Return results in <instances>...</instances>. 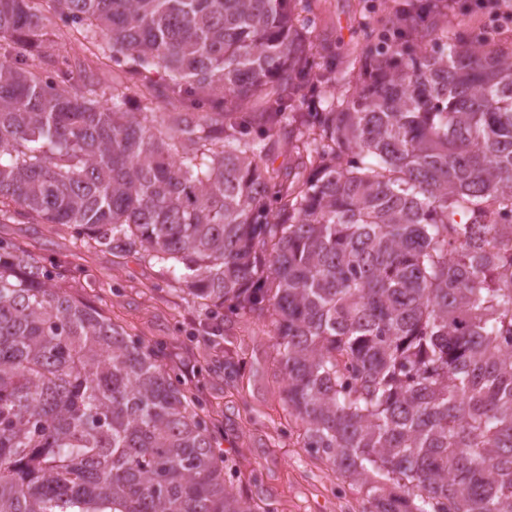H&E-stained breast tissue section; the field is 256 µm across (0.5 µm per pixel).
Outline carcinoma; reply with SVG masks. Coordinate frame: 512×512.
<instances>
[{
    "mask_svg": "<svg viewBox=\"0 0 512 512\" xmlns=\"http://www.w3.org/2000/svg\"><path fill=\"white\" fill-rule=\"evenodd\" d=\"M43 1L128 79L74 76ZM435 2L322 71L310 0H0V224L270 318L303 447L369 512H512V41ZM158 69L195 111L126 109ZM80 287L0 238V512H253L200 396Z\"/></svg>",
    "mask_w": 512,
    "mask_h": 512,
    "instance_id": "carcinoma-1",
    "label": "carcinoma"
}]
</instances>
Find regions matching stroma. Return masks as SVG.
I'll return each mask as SVG.
<instances>
[{
    "label": "stroma",
    "mask_w": 512,
    "mask_h": 512,
    "mask_svg": "<svg viewBox=\"0 0 512 512\" xmlns=\"http://www.w3.org/2000/svg\"><path fill=\"white\" fill-rule=\"evenodd\" d=\"M403 0H315L307 37L314 47L331 46L336 58H353L362 41L360 26L390 29V14ZM442 17L449 30H487L491 38L512 39V0L497 9L482 0H447ZM0 237L17 240L39 259L69 262L86 296L113 323L146 344L164 347L166 368L205 403L204 419L217 426L225 460V482L236 495L250 499L261 512H366L363 492L349 486L329 462L304 448L282 400V383L273 375V326L245 315L231 317L219 348L231 352L239 366L234 382L204 372L216 349L215 330L201 300L183 283L164 285L158 265L134 255L86 253L70 229L46 224H0Z\"/></svg>",
    "instance_id": "obj_1"
}]
</instances>
